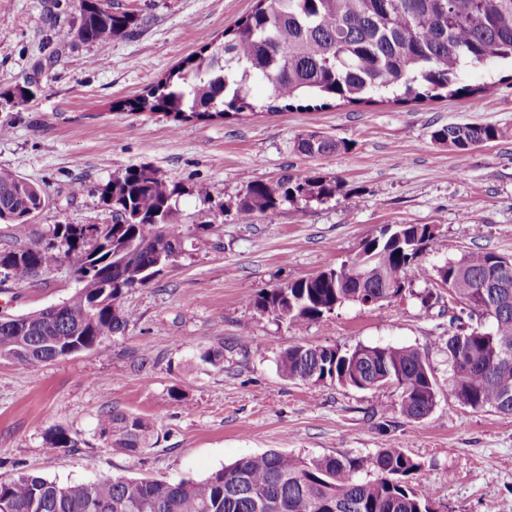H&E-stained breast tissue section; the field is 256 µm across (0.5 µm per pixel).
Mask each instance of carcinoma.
Returning <instances> with one entry per match:
<instances>
[{
	"label": "carcinoma",
	"instance_id": "1",
	"mask_svg": "<svg viewBox=\"0 0 512 512\" xmlns=\"http://www.w3.org/2000/svg\"><path fill=\"white\" fill-rule=\"evenodd\" d=\"M80 22L58 34V44L80 40L107 46L137 17L112 0H77ZM512 65V0H257L249 15L224 29L223 41L206 44L145 94L127 101L136 112L162 114L175 123L240 118L257 110L249 85L269 87L264 107L279 109L297 99L324 104L367 103L390 94L398 100L441 97L462 91L470 67ZM31 79L0 91V105L26 104L36 97ZM503 136L493 125H448L432 139L459 155ZM341 144L310 134L298 142L308 156L337 151ZM340 182L315 171L285 176L275 184L251 182L238 215L277 218L286 202L324 201ZM112 206L113 223L57 224L49 242L0 250V270L26 283L64 260L74 266L78 288L51 313L46 309L0 315V360L36 367L61 355L94 349L125 330L133 314L124 296L149 283L180 253L179 186L146 166L128 167L101 188ZM47 205L37 185L0 170V223L18 237ZM430 241L427 226L386 225L365 243L364 253L319 274L263 291L247 303L295 330L347 303L381 305L403 296L407 271L415 279L448 289V300L479 313L491 328L458 327L448 336L449 385L472 410L512 415V260L491 252L465 254L435 270L422 263ZM363 262L365 279L350 276ZM481 279L505 280L493 292L475 287ZM289 381H335L360 390L388 383L399 391L400 414L427 418L437 404L435 369L412 347L358 345L341 351L296 345L277 363ZM100 437L115 450L136 456L148 448L153 429L143 418L122 412L101 415ZM53 448L76 440L52 429ZM423 463L393 443L367 460L355 456L304 458L267 451L245 457L201 480L177 482L106 475L93 482L63 484L22 472L0 482V512H430V493L409 484Z\"/></svg>",
	"mask_w": 512,
	"mask_h": 512
}]
</instances>
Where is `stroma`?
<instances>
[{
	"instance_id": "stroma-1",
	"label": "stroma",
	"mask_w": 512,
	"mask_h": 512,
	"mask_svg": "<svg viewBox=\"0 0 512 512\" xmlns=\"http://www.w3.org/2000/svg\"><path fill=\"white\" fill-rule=\"evenodd\" d=\"M115 2L140 19L133 35L60 50L53 27L78 24L73 0H0V88L40 81L34 101L0 112L10 127L0 169L48 198L31 245L57 224L111 223L101 186L128 166H149L181 189V252L126 294L133 319L106 338V354L84 350L36 369L0 360V481L21 472L76 484L106 474L198 480L270 450L368 458L392 442L423 463L415 482L430 488L433 512H512V417L465 408L451 391L447 299L423 305L427 286L413 279L402 298L347 304L301 330L247 303L354 257L386 225H432L422 255L430 268L472 251L512 258V70L467 69L461 82L476 87L473 95L321 110L266 111L267 89L257 83L258 112L177 125L119 103L147 93L256 0ZM451 123L492 124L503 136L461 156L431 138ZM312 133L346 147L306 156L297 142ZM311 171L339 180L335 198L283 204L271 224L240 220L248 183ZM76 288L66 262L23 284L0 273V313L59 304ZM294 345L417 348L436 369L437 405L411 422L396 408L395 387L285 380L276 362ZM208 350L221 354L218 365L201 362ZM112 409L151 424L142 455L100 437L98 417ZM56 428L78 447H50L46 434Z\"/></svg>"
}]
</instances>
